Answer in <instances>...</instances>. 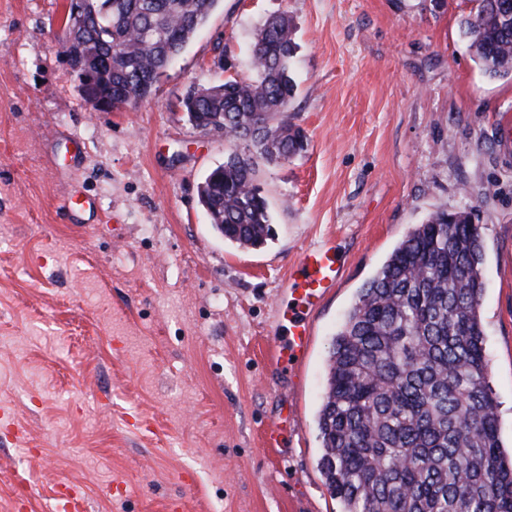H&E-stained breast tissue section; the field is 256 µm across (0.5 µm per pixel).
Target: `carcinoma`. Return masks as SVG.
<instances>
[{"label":"carcinoma","instance_id":"carcinoma-1","mask_svg":"<svg viewBox=\"0 0 512 512\" xmlns=\"http://www.w3.org/2000/svg\"><path fill=\"white\" fill-rule=\"evenodd\" d=\"M92 16L88 39L114 48L92 97L127 99L153 89L219 0H77ZM474 60L491 78L512 76V18L469 0ZM288 16L266 20L250 56L253 76L224 79L185 105L189 120L219 122L237 146L199 187L224 240L260 247L271 237L259 162L304 152L303 130L277 117L295 94ZM483 235L468 212H436L416 225L361 289L333 337L318 412V466L341 512H512V448L500 439L488 382Z\"/></svg>","mask_w":512,"mask_h":512}]
</instances>
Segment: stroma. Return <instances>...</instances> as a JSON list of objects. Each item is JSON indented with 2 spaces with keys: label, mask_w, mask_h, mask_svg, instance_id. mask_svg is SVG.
Listing matches in <instances>:
<instances>
[{
  "label": "stroma",
  "mask_w": 512,
  "mask_h": 512,
  "mask_svg": "<svg viewBox=\"0 0 512 512\" xmlns=\"http://www.w3.org/2000/svg\"><path fill=\"white\" fill-rule=\"evenodd\" d=\"M68 0H0V512H340L317 462L331 339L417 224L481 225V314L500 436L512 444V77L460 27L469 0H220L149 99L93 111L62 48ZM294 27L289 123L305 152L260 163L274 235L225 242L199 200L231 146L193 91L252 75L257 28ZM233 69L224 72L222 63ZM79 192L96 209L69 218ZM343 271L296 373L269 356L302 249ZM286 445L265 447L280 419Z\"/></svg>",
  "instance_id": "obj_1"
}]
</instances>
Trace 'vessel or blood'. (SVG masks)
<instances>
[{
    "label": "vessel or blood",
    "instance_id": "b4317fda",
    "mask_svg": "<svg viewBox=\"0 0 512 512\" xmlns=\"http://www.w3.org/2000/svg\"><path fill=\"white\" fill-rule=\"evenodd\" d=\"M340 275L336 244L310 245L301 251L288 276V303L276 329L273 361L289 368L305 357L310 344L309 314Z\"/></svg>",
    "mask_w": 512,
    "mask_h": 512
}]
</instances>
